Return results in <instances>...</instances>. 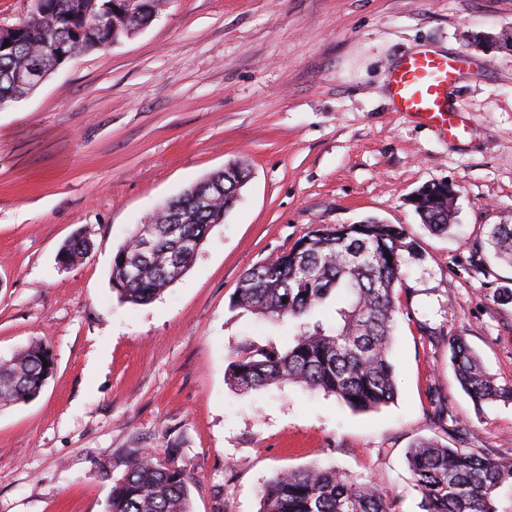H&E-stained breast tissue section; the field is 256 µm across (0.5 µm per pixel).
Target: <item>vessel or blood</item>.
<instances>
[{
    "label": "vessel or blood",
    "mask_w": 512,
    "mask_h": 512,
    "mask_svg": "<svg viewBox=\"0 0 512 512\" xmlns=\"http://www.w3.org/2000/svg\"><path fill=\"white\" fill-rule=\"evenodd\" d=\"M464 62V57L448 58L428 50L405 58L390 75L398 111L439 124L444 133L456 134L458 124L446 113L442 96Z\"/></svg>",
    "instance_id": "b4317fda"
}]
</instances>
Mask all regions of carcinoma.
Here are the masks:
<instances>
[{"mask_svg":"<svg viewBox=\"0 0 512 512\" xmlns=\"http://www.w3.org/2000/svg\"><path fill=\"white\" fill-rule=\"evenodd\" d=\"M164 4L142 0L139 24L152 21ZM123 12L124 0H42L40 20L0 27V104L32 93L15 82L17 71H53L59 67L60 48L74 57L126 36ZM94 16H105L112 24L91 29ZM247 177V168L229 166L196 183L194 191L171 199L156 215L148 255L130 234L112 259V288L120 298L149 304L171 283L172 269L188 270L195 253L183 241L207 237L236 204L237 187ZM196 193L210 205L200 207ZM414 210L435 233L446 234L453 227V198L446 184L424 194ZM488 244L497 258L512 264V224L492 225ZM90 251L89 239L78 235L61 254L72 263ZM412 255L403 226L368 218L361 225L319 224L289 249L246 271L235 304L263 318L287 320L295 332L283 351L247 347L237 353L227 381L242 392L295 384L333 395L359 411L391 403L397 396L391 358L398 312L395 286ZM449 346L458 381L471 399L482 403L512 395L485 373L462 337L450 338ZM53 371V355L44 345L0 359V406L35 397ZM407 462L422 512H497L494 492L512 484V461L429 439L409 449ZM191 482L184 470L137 453L113 482L106 512H193ZM259 512H390V505L374 485L354 481L334 467L314 466L268 479Z\"/></svg>","mask_w":512,"mask_h":512,"instance_id":"carcinoma-1","label":"carcinoma"}]
</instances>
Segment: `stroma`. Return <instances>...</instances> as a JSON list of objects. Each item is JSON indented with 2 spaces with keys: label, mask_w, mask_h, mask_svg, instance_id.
Instances as JSON below:
<instances>
[{
  "label": "stroma",
  "mask_w": 512,
  "mask_h": 512,
  "mask_svg": "<svg viewBox=\"0 0 512 512\" xmlns=\"http://www.w3.org/2000/svg\"><path fill=\"white\" fill-rule=\"evenodd\" d=\"M505 32L512 0H168L1 108L0 358L40 343L56 368L0 407V512H105L136 450L192 477L194 512H259L266 479L315 463L420 512L416 441L512 459V399L476 404L449 348L464 337L512 388V303L497 297L512 266L486 243L512 224V51L476 42ZM421 50L467 56L444 94L456 137L396 109L390 73ZM234 162L250 179L187 273L150 304L122 301L112 258L130 229ZM444 182L458 230L438 236L410 198ZM368 217L416 251L395 287L394 403L231 388L246 343H288L287 325L233 306L242 274L316 225ZM78 234L92 251L60 265Z\"/></svg>",
  "instance_id": "obj_1"
}]
</instances>
